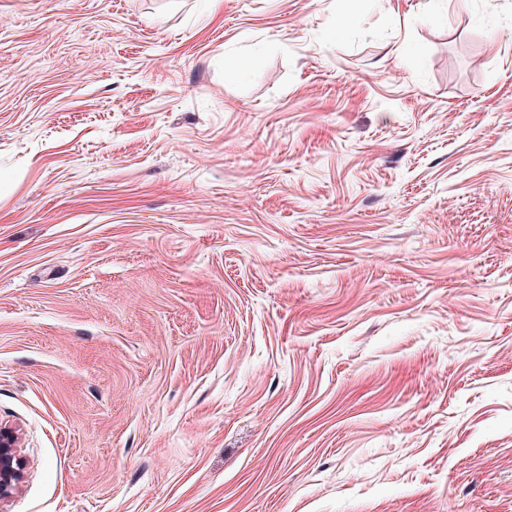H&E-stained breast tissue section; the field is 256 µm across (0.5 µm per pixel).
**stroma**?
Masks as SVG:
<instances>
[{
	"mask_svg": "<svg viewBox=\"0 0 512 512\" xmlns=\"http://www.w3.org/2000/svg\"><path fill=\"white\" fill-rule=\"evenodd\" d=\"M0 423V512H512V0H0ZM24 463L17 451L16 432L0 424V501L9 498L23 478Z\"/></svg>",
	"mask_w": 512,
	"mask_h": 512,
	"instance_id": "stroma-1",
	"label": "stroma"
}]
</instances>
